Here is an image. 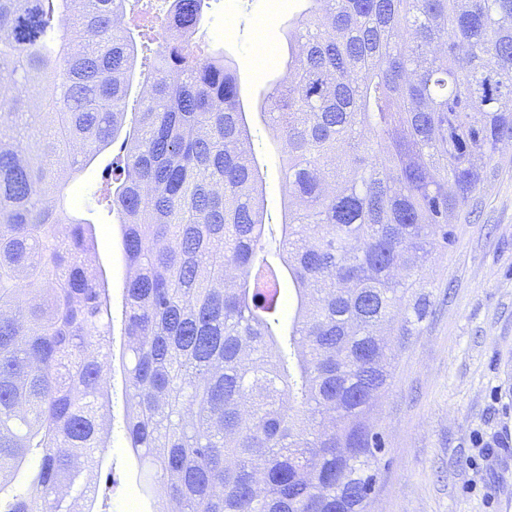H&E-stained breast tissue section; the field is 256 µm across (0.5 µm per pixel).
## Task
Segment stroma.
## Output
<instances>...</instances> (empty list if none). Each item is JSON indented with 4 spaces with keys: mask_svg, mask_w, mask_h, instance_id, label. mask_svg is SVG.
Listing matches in <instances>:
<instances>
[{
    "mask_svg": "<svg viewBox=\"0 0 512 512\" xmlns=\"http://www.w3.org/2000/svg\"><path fill=\"white\" fill-rule=\"evenodd\" d=\"M307 0H207L199 39L224 49L245 99L263 98L283 75L282 29ZM228 38H219L225 15ZM266 180L264 205L280 209L282 174L269 135L255 142ZM494 187L455 241L424 275L432 284L419 335L392 337L393 378L370 415L382 438L368 512H512V141L503 145ZM103 152L71 183L76 210L95 227L94 258L112 274V346L121 352L127 269L120 226L90 195L107 177ZM112 446L99 481L110 512H152L137 487V465L123 438L125 374L112 363Z\"/></svg>",
    "mask_w": 512,
    "mask_h": 512,
    "instance_id": "stroma-1",
    "label": "stroma"
}]
</instances>
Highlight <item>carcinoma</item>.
Returning a JSON list of instances; mask_svg holds the SVG:
<instances>
[{
	"mask_svg": "<svg viewBox=\"0 0 512 512\" xmlns=\"http://www.w3.org/2000/svg\"><path fill=\"white\" fill-rule=\"evenodd\" d=\"M167 2L178 42L118 23L139 0H0V512H100L112 303L67 188L108 149L153 512H366L383 332L417 331L512 139V0H308L257 112L274 247L235 61L194 41L206 0ZM256 128L259 132L255 135L261 136V139L258 141L257 137H255L254 152L258 160L264 164L266 180L264 205L268 214L274 220L279 212L283 197L280 162L277 150L270 136L265 132L263 124H258Z\"/></svg>",
	"mask_w": 512,
	"mask_h": 512,
	"instance_id": "1",
	"label": "carcinoma"
}]
</instances>
